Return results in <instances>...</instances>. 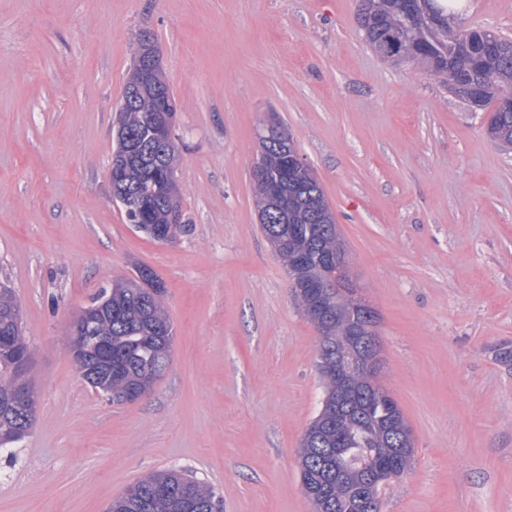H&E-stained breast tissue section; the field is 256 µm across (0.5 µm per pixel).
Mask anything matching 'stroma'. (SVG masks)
Instances as JSON below:
<instances>
[{"label":"stroma","instance_id":"stroma-1","mask_svg":"<svg viewBox=\"0 0 512 512\" xmlns=\"http://www.w3.org/2000/svg\"><path fill=\"white\" fill-rule=\"evenodd\" d=\"M359 0H0V284L30 347L34 423L0 455V512H105L186 470L223 512H313L298 450L323 402L319 335L257 219L250 177L281 121L321 184L381 383L414 437L381 512H512V148L415 61L379 57ZM512 37V0L458 17ZM151 33L173 91L186 226L159 242L111 198L115 113ZM152 269L174 324L151 391L81 378L70 320Z\"/></svg>","mask_w":512,"mask_h":512}]
</instances>
